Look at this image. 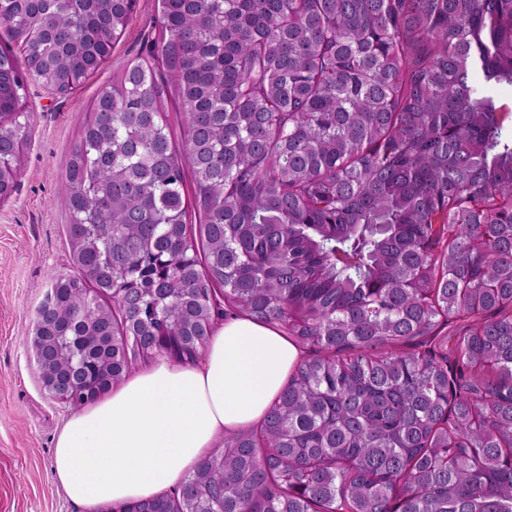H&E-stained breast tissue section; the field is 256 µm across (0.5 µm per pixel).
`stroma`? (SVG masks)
Wrapping results in <instances>:
<instances>
[{"instance_id": "35a3bbf8", "label": "stroma", "mask_w": 512, "mask_h": 512, "mask_svg": "<svg viewBox=\"0 0 512 512\" xmlns=\"http://www.w3.org/2000/svg\"><path fill=\"white\" fill-rule=\"evenodd\" d=\"M161 0H136L132 21L99 71L71 93L48 98L27 84L26 159L13 195L0 201V512H87L52 477L55 440L71 408L45 396L26 342L52 275L73 273L63 173L100 85L146 55Z\"/></svg>"}]
</instances>
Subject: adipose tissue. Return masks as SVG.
I'll list each match as a JSON object with an SVG mask.
<instances>
[{
	"label": "adipose tissue",
	"mask_w": 512,
	"mask_h": 512,
	"mask_svg": "<svg viewBox=\"0 0 512 512\" xmlns=\"http://www.w3.org/2000/svg\"><path fill=\"white\" fill-rule=\"evenodd\" d=\"M305 352L277 330L230 316L197 361L166 357L73 414L53 478L86 507L178 490L224 434L259 424Z\"/></svg>",
	"instance_id": "obj_1"
}]
</instances>
